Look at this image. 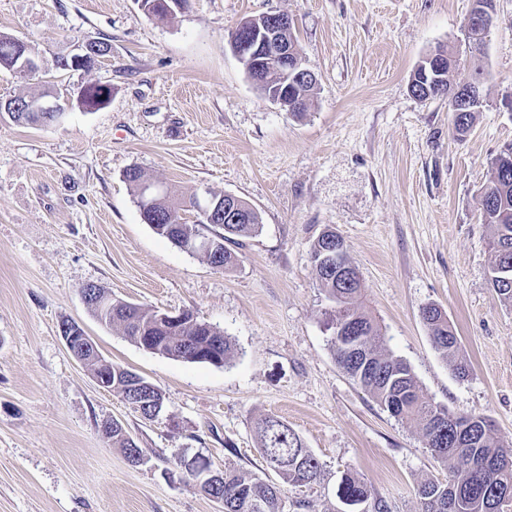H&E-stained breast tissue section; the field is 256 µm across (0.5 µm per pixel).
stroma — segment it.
<instances>
[{
	"label": "stroma",
	"instance_id": "35a3bbf8",
	"mask_svg": "<svg viewBox=\"0 0 512 512\" xmlns=\"http://www.w3.org/2000/svg\"><path fill=\"white\" fill-rule=\"evenodd\" d=\"M472 0H190L173 20L138 0H0V33L37 43L32 76L0 68V98L69 100L58 124L0 114V512H222L178 468L261 473L258 419L280 418L317 458L321 476L286 487L283 512H346L352 471L390 512H418L417 487L448 471L414 424L398 420L337 364L311 246L343 239L368 312L423 396L480 414L512 447V305L488 282L492 261L480 191L512 147V0H496L485 42L490 104L457 134L448 100L408 89L420 61L456 48ZM287 13L318 82L305 117L266 99L230 46L243 19ZM112 50L87 71L57 61L90 41ZM110 86L108 105L72 102L81 85ZM183 198L210 189L245 199L258 233L237 264L213 269L145 224L127 169ZM94 283L114 299L191 311L224 332L220 367L140 349L82 300ZM447 314L470 372L455 377L421 318ZM79 323L105 360L157 386L164 407L142 418L67 349ZM119 421L143 449L131 465L101 430Z\"/></svg>",
	"mask_w": 512,
	"mask_h": 512
}]
</instances>
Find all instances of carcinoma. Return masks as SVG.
Instances as JSON below:
<instances>
[{"instance_id": "1", "label": "carcinoma", "mask_w": 512, "mask_h": 512, "mask_svg": "<svg viewBox=\"0 0 512 512\" xmlns=\"http://www.w3.org/2000/svg\"><path fill=\"white\" fill-rule=\"evenodd\" d=\"M486 34L464 32V49L448 51V68L442 73L439 85L450 92L455 83L449 79L452 70L467 65L473 70V80L480 83L483 69L480 56ZM111 45L104 41L90 42V50L84 51L85 59L75 55L61 58L59 65L65 70H90L97 58L108 55ZM22 45L20 40L0 34V67L15 69ZM292 92L288 96V112L301 117L308 110L317 84L303 80L298 73H288ZM43 97V94L14 96L10 103L16 106L11 112L13 121L19 124L36 125L51 123L53 114L39 115L26 112L28 102ZM487 105L486 98L467 107L465 112L453 113L455 131L462 134L472 125L474 114ZM125 179L136 189V203L143 220L151 221L167 211L178 212L179 200L170 193L154 199L150 208L143 204L142 171L133 167L126 171ZM482 223L488 228V246L493 261L489 269V284L498 297L512 305V149L499 154L492 161L488 183L480 194ZM241 220L237 224H226L217 218L214 225L223 229L212 234V238L223 243L222 253H209L203 258L214 268L226 270L236 263L235 253L229 245L236 238L255 233L260 226L258 213L241 201ZM208 222L179 221L174 216L173 229L161 234L175 247L182 242L204 234ZM312 258L317 278L327 298L332 302L329 327L346 318L353 321L348 336L333 335L332 347L338 365L365 391H367L392 416L415 423L421 430L423 441L431 455L448 469L445 481L425 480L417 487L420 512H448V498L455 499L453 512H508L512 498L502 499L498 492L512 487V448L499 445L491 434L488 420L480 415H453L449 411L425 399L418 381L410 367L392 355L385 347L381 329L366 310L360 277L355 265H350L348 275L337 272L336 265L322 259L317 245H312ZM98 319L119 327L123 335L136 342L140 331L163 344L162 354L190 361L197 349H207L220 355L227 362L232 354V345L219 329L207 326L189 314L176 330H169L158 322L159 311L138 306L127 311L122 305L112 306V315L94 311ZM422 319L431 332V340L438 355L451 366L456 376L465 379L469 375L466 359L461 354L454 327L443 311L433 314L422 311ZM129 370L112 365V390L130 398L134 389L129 387L126 374ZM260 453L266 465L279 478L274 483L258 474L240 473L231 468L220 471L224 480L214 484L204 478L194 466L179 461L201 492L211 498L223 499L224 512H282L284 487L304 486L317 480L320 475L319 462L306 448L301 437L288 423L264 417L256 428ZM112 443L122 448L129 463H143V450L127 433L121 423L112 426ZM337 494L347 506H358L371 498L368 485L353 473H345L338 485Z\"/></svg>"}]
</instances>
